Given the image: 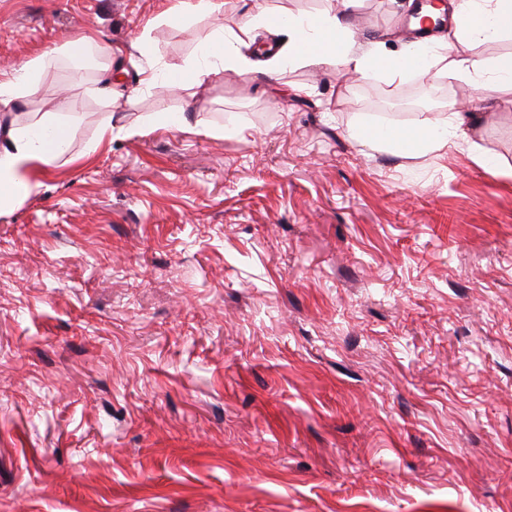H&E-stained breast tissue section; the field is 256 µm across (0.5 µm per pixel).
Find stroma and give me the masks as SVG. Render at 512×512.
Listing matches in <instances>:
<instances>
[{"label": "stroma", "mask_w": 512, "mask_h": 512, "mask_svg": "<svg viewBox=\"0 0 512 512\" xmlns=\"http://www.w3.org/2000/svg\"><path fill=\"white\" fill-rule=\"evenodd\" d=\"M415 3L344 20L396 51ZM243 12L0 0V67L92 36L136 92L59 62L29 106L82 99L0 212V512H512V93L477 106L485 168L352 135L458 111L452 74L417 108L302 62L140 89Z\"/></svg>", "instance_id": "35a3bbf8"}]
</instances>
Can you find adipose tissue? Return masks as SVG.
I'll list each match as a JSON object with an SVG mask.
<instances>
[{
	"label": "adipose tissue",
	"instance_id": "obj_1",
	"mask_svg": "<svg viewBox=\"0 0 512 512\" xmlns=\"http://www.w3.org/2000/svg\"><path fill=\"white\" fill-rule=\"evenodd\" d=\"M455 25L448 33L417 40L394 54L380 41L357 39L341 20L338 8L312 15H289L277 24L263 7H256L239 25L237 32L215 33L202 42L204 52L190 67L193 83L205 81L213 62L228 59L239 73L272 69L281 55L312 65H333L352 75L384 77L398 83L414 77L433 79L444 73L460 76L479 92L480 99L497 98L512 90V68L505 56L474 58L466 49L512 33V0H449ZM272 36L263 56L246 54L257 32ZM47 65L45 57L31 59L25 68L0 81V210L13 207L29 193L26 175L32 167L50 163L68 148L72 129L58 112L34 113L30 122L19 123L12 109L28 105L38 91V79ZM479 113L453 112L426 120L418 129L391 127L368 131L364 141L371 146L390 148L406 156L420 149L430 151L466 144L478 161H485L483 148L470 141L467 130L478 123Z\"/></svg>",
	"mask_w": 512,
	"mask_h": 512
}]
</instances>
